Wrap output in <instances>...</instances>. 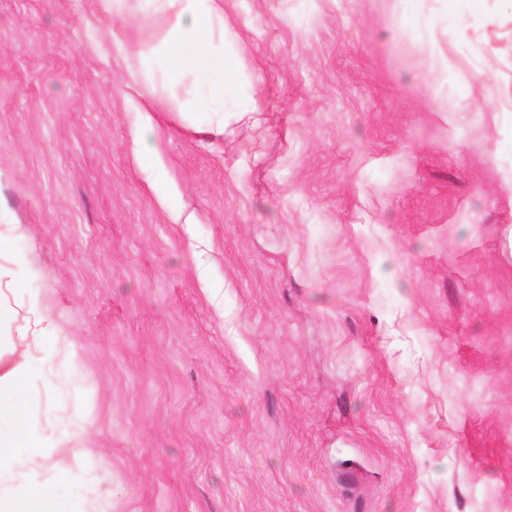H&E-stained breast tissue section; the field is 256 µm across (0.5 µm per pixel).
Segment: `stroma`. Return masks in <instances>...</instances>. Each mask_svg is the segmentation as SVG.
I'll list each match as a JSON object with an SVG mask.
<instances>
[{
  "label": "stroma",
  "mask_w": 512,
  "mask_h": 512,
  "mask_svg": "<svg viewBox=\"0 0 512 512\" xmlns=\"http://www.w3.org/2000/svg\"><path fill=\"white\" fill-rule=\"evenodd\" d=\"M224 12L249 80L216 138L142 76L171 16L0 0V369L33 370L9 401L53 492L0 491L512 512V0Z\"/></svg>",
  "instance_id": "1"
}]
</instances>
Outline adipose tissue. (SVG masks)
Segmentation results:
<instances>
[{
  "instance_id": "obj_1",
  "label": "adipose tissue",
  "mask_w": 512,
  "mask_h": 512,
  "mask_svg": "<svg viewBox=\"0 0 512 512\" xmlns=\"http://www.w3.org/2000/svg\"><path fill=\"white\" fill-rule=\"evenodd\" d=\"M101 10L113 20L126 21L132 11L145 14L166 13L174 22L163 42L162 76L166 83L181 84L185 78L207 79V90L215 101L208 124L211 133L224 132V95L233 90L243 76L241 58L245 46L227 55L221 48L230 35L231 23L224 13V0H98ZM15 416L9 434H0V474H28L26 491L31 499L45 496L47 485L33 478L36 462L42 460V440L17 406L0 405V414Z\"/></svg>"
}]
</instances>
